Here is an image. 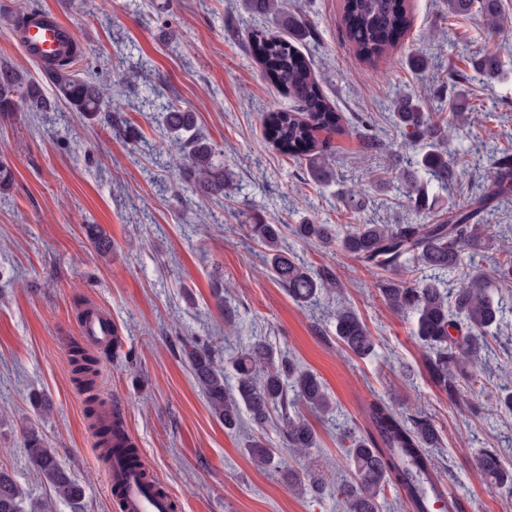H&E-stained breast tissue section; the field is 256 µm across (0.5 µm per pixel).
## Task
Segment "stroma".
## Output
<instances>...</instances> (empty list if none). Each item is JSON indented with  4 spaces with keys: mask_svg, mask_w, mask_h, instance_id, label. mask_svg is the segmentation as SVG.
Segmentation results:
<instances>
[{
    "mask_svg": "<svg viewBox=\"0 0 512 512\" xmlns=\"http://www.w3.org/2000/svg\"><path fill=\"white\" fill-rule=\"evenodd\" d=\"M29 0H0V59L42 79L40 65L21 50L11 25ZM77 31L81 77L112 87V117L80 119L52 112L0 115V163L13 172L0 190V467L14 474L29 502L52 501L53 512H114L83 399L71 380L68 355L78 313L93 303L122 338L104 353L102 397L118 407L130 435L180 512H340L336 481L346 426L366 429L364 409L397 394L404 411L432 417L441 440L431 454L440 479L465 512H512V493L482 482L476 460L496 451L512 468V412L496 404L512 389V295L497 338L482 350L485 387L450 403L429 378L425 351L412 325L391 311L375 286L380 270L357 264L343 250L296 237L293 225L345 224L348 195L364 200L360 220L401 224L395 188L378 180L387 157L366 149L358 128L414 155L397 132L392 102L410 95L422 111L447 105L450 67L466 75L470 125L447 147L465 155L467 173L452 195L464 200L486 182L492 154L512 153V33L490 37L480 19L450 14L447 0H409L410 27L387 57L369 64L355 54L341 26V0H290L305 29L290 31L254 18L242 0H36ZM294 36L331 106L343 116L329 148L336 177L312 181L306 165L282 155L262 134L264 113L294 103L265 78L249 47L254 26ZM502 46L503 71L487 79L471 62ZM420 57L425 69H412ZM193 112L237 189L231 199L203 194L169 161L161 110ZM285 224L289 253L331 269L339 286L303 306L265 270L264 249L245 232L271 219ZM112 239L100 255L85 227ZM352 307L375 339L365 359L347 356L336 340V307ZM236 324L224 325L225 309ZM209 343L229 364L261 339L288 350L325 382L336 409L312 417L319 439L313 454L326 489L299 494L282 472L262 470L245 448L254 434L229 432L210 414L184 354V339ZM47 397L42 413L33 395ZM40 431L80 483L84 496L54 497L30 466L24 431Z\"/></svg>",
    "mask_w": 512,
    "mask_h": 512,
    "instance_id": "stroma-1",
    "label": "stroma"
}]
</instances>
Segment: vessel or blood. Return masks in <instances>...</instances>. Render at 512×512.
<instances>
[{"label": "vessel or blood", "mask_w": 512, "mask_h": 512, "mask_svg": "<svg viewBox=\"0 0 512 512\" xmlns=\"http://www.w3.org/2000/svg\"><path fill=\"white\" fill-rule=\"evenodd\" d=\"M75 31L42 11L17 16L15 38L23 52L45 66L73 50ZM80 342L92 349H109L114 340L112 319L90 309L79 328ZM108 493L117 512H176L177 504L146 462L129 465L123 449H114L104 467Z\"/></svg>", "instance_id": "1"}]
</instances>
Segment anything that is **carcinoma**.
Wrapping results in <instances>:
<instances>
[{"label":"carcinoma","mask_w":512,"mask_h":512,"mask_svg":"<svg viewBox=\"0 0 512 512\" xmlns=\"http://www.w3.org/2000/svg\"><path fill=\"white\" fill-rule=\"evenodd\" d=\"M249 9L276 18L285 15L281 0H246ZM448 11L458 16L481 15L491 34L505 28L507 18L496 0H448ZM341 23L346 38L364 61L374 62L386 56L404 37L410 26L407 0H342ZM251 48L268 78L288 92L295 107L269 112L264 117L263 135L285 156L305 161L308 173L320 184L333 179L326 153L328 135L342 129V116L333 110L305 57L293 41L271 36L263 30L250 33ZM80 51L56 63L46 73L53 85L47 95L38 83L6 62H0V114L10 112H50L63 102L83 118L112 111V89L99 81L76 74ZM500 60L485 53L476 61L475 70L491 75L498 72ZM451 105L453 111L423 112L407 95L393 101L395 125L404 140L425 143L427 150L407 161L405 169L386 168L387 181L397 182L409 210L425 212L428 183L434 181L443 190L464 173L462 162L448 155L443 147L448 132L466 120L458 110L462 91ZM170 145L183 153L184 170L209 196L222 198L234 189L233 176L215 161L209 142L197 132L196 115L167 109L163 115ZM512 195V154L494 156L490 179L463 203L448 200V207L432 222L407 224H298V237L324 249L341 247L367 268L388 273L377 288L386 305L413 320V335L427 349V369L435 383L453 401L461 386L479 389L483 378L479 371L464 365L477 359L483 338L499 325L503 314L501 287L512 282V246L501 247V258L494 270L486 273L465 262L469 251L480 245L490 232V225L478 217L495 201ZM252 236L265 249V265L277 283L295 301H312L325 288L336 285L329 269L314 268L287 256L282 233L277 224H252ZM90 239L103 256L111 251V241L95 226L89 227ZM453 279L457 287H446ZM460 332L454 336L453 331ZM336 338L349 353L365 358L374 352V342L367 326L348 307L335 313ZM188 367L195 384L205 398L213 417L233 431L248 422L260 429L272 422L279 409L278 423L285 450L307 458L316 447V431L303 407L313 414L328 415L333 404L323 382L312 372L300 369L286 350L257 340L246 346L232 360L235 383L225 382L224 366L205 344L189 341ZM73 380L87 395L89 416H94L100 402V361L91 351L71 347ZM294 392L288 400V391ZM296 407L292 413L288 406ZM369 428L365 432L345 429L340 445L353 468L354 478L341 482L343 512H380L381 495L393 490L401 500L415 507V512H429L431 500L441 503V512H455V503L446 496H427L425 486L437 475L428 449L440 440L433 420L420 413L401 411L395 395L376 400L366 409ZM30 464L56 496L76 501L82 488L66 467L48 448L39 432L30 428L24 434ZM246 453L261 469L279 467L275 463L281 449L266 441L253 439ZM481 479L512 491V471H506L497 453L486 451L477 459ZM27 497L12 473L0 468V512H22Z\"/></svg>","instance_id":"obj_1"}]
</instances>
